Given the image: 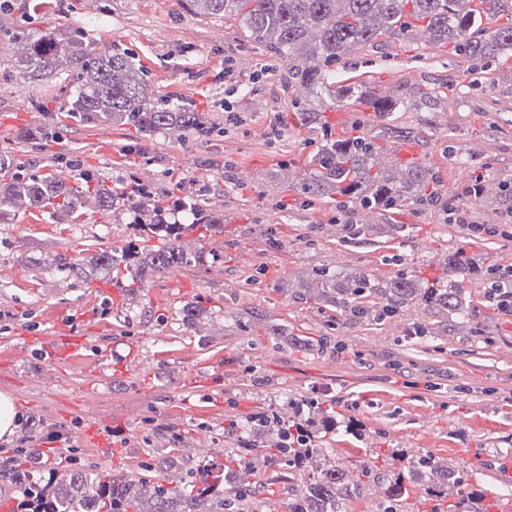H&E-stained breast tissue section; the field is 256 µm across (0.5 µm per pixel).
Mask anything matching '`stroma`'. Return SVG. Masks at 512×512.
Instances as JSON below:
<instances>
[{"instance_id": "stroma-1", "label": "stroma", "mask_w": 512, "mask_h": 512, "mask_svg": "<svg viewBox=\"0 0 512 512\" xmlns=\"http://www.w3.org/2000/svg\"><path fill=\"white\" fill-rule=\"evenodd\" d=\"M30 2L17 0L18 10L0 17V25L42 31L61 23L97 46H120L146 65L155 97L190 102L221 132L196 138L166 130L144 139L130 126L72 121L65 111L71 79L62 72L42 82L23 78L15 68L23 46L5 42L0 149L31 170L64 177L75 171L69 159H78L82 172L117 193L135 180L172 200L195 197L203 209L223 213L224 229L203 241L186 232L183 246L204 250L203 261L154 275L130 298L108 293L107 272L86 278L65 269L133 240V214L125 206L74 223L23 206L0 223V394L13 396L24 423L0 439V465L20 463L16 448L29 424L36 448L48 432L60 433L62 454L50 461L55 469L161 483L170 474L189 476L207 454L222 467L218 449L239 445L229 422L242 426L270 412L290 419L293 401L314 394L359 423L367 438L332 435L326 457L314 459L309 471L331 458L353 474L373 450L392 448L469 471L473 487L492 493L496 465L512 449V312L488 301L480 275L464 283L467 319L451 335L423 344L407 331L414 321L431 320L424 305L352 323L306 299L302 281L320 263L385 279L395 272V255L431 279L456 249L481 268H512V222L495 199L498 183L512 181V54L476 64L418 36L386 40L341 62L337 83L365 80L381 96L408 102L387 123L345 107L344 117L331 121L333 133L409 143L430 165L438 195L434 205L362 215V222L399 224L403 231L351 242L337 230L344 221L339 208L296 190L322 133L285 125L292 109L286 68L249 42L237 22L194 15L181 0H44L36 10ZM231 111L240 123L227 124ZM50 120L56 136L19 139L21 129ZM478 174L487 192L473 201L464 189ZM447 206L468 210L486 234L476 238L447 223ZM195 301L205 313L189 329L181 310ZM91 310L95 318L86 319ZM244 310L253 314V332L232 326V316ZM69 322L87 344L48 368L25 336ZM269 322L324 348L273 343L263 330ZM106 353L124 374L110 379L96 372ZM194 376L210 378V386H189ZM91 422L117 430L112 462H96L84 441ZM301 481L286 461L257 462L254 512L282 510Z\"/></svg>"}]
</instances>
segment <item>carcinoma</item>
<instances>
[{
    "label": "carcinoma",
    "instance_id": "1",
    "mask_svg": "<svg viewBox=\"0 0 512 512\" xmlns=\"http://www.w3.org/2000/svg\"><path fill=\"white\" fill-rule=\"evenodd\" d=\"M197 15L231 18L255 44L268 48L286 65L288 93L293 96V120L304 129L328 127L325 111L336 110L337 102L361 101L381 118H390L404 105L402 98L378 96L366 81L335 86L336 67L353 51L382 44V39L412 37L420 32L434 43L449 44L469 60H485L512 50V0H187ZM10 43L25 45L17 61L20 74L42 81L54 73H72L75 86L67 101V117L87 125H130L144 137L163 130L207 137L215 127L195 109L171 104L148 93L145 66L135 55L118 48H99L76 30L49 27L36 34L0 27ZM381 146L364 137L329 136L307 162L308 175L299 191L308 198L336 200L341 207L390 212L426 201L425 187L430 168L424 163L383 166L378 162ZM69 185L52 173L30 174L8 151H0V221L12 215L20 202L50 213L60 221L86 215V199L93 197L98 210L109 211L120 196L112 188L87 174L74 176ZM153 191L135 184L126 195L133 203L137 240L119 250L103 251L95 266L112 274L115 285L133 294L145 288L148 278L169 269L187 266L199 255L185 251L183 233L198 230L204 237L224 227V218L184 198L170 206L163 198L148 208L136 205ZM180 211L184 220L168 219ZM446 271L433 280L417 271L400 269L386 280L364 270L339 275L333 269L313 267L306 281L311 298L335 309L351 322L392 316L415 302L435 310L440 326L425 321L413 324L410 335L421 340L446 334L467 317L463 282L476 267L463 252L448 254ZM375 296L379 306L365 299ZM296 418H265L262 424L246 425L241 431L242 447L224 455V483L205 462L182 488L153 485L151 495L142 496L146 480L103 476L84 471L60 472L47 465L32 471L16 467L7 478L20 489L28 512H224L226 498L238 494L239 512H251L248 487L254 475L253 452L268 462L279 461L288 452L289 465L306 472L309 460L324 454L316 444L286 439V430L310 419L325 435L341 431L342 422L328 408L300 399ZM383 467L364 465L352 479L345 469L329 465L302 481L288 512H348V503L371 482L388 479L391 495L381 512H398L405 477H428L424 505L428 512H470L466 499L479 495L457 482V469L435 460L406 459L394 452L377 453Z\"/></svg>",
    "mask_w": 512,
    "mask_h": 512
}]
</instances>
